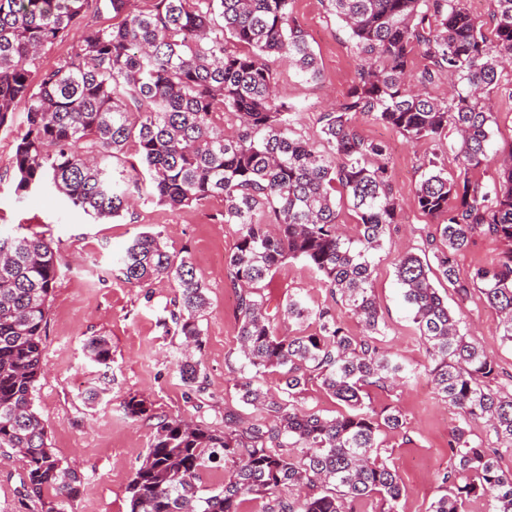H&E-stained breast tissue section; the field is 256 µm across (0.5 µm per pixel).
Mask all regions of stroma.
<instances>
[{"label": "stroma", "instance_id": "obj_1", "mask_svg": "<svg viewBox=\"0 0 512 512\" xmlns=\"http://www.w3.org/2000/svg\"><path fill=\"white\" fill-rule=\"evenodd\" d=\"M293 11L309 35L322 73L320 81L306 80L287 61L273 57L279 100L296 107V130L305 139L320 142V112L342 99L357 67L347 31L328 10L327 0H294ZM496 122L492 150L512 144V75H503L494 94ZM362 134L384 143L394 194L401 203L397 224L391 225L382 247L374 254L375 296L385 324L383 346L417 377L403 387L370 389L376 410L399 409L405 426L381 433V456L395 469L405 493L400 512H428L441 494L439 473L450 464L448 434L461 425L462 416L435 389L425 368L426 347L406 308L396 282L395 263L410 251L429 255L426 241L436 220L424 215L415 202V187L429 159L443 162L449 177L458 174L454 152L447 144L427 139L414 142L390 126L362 118ZM26 129L24 110L13 112L0 128V228L37 232L50 240L62 260V275L51 302L45 338L44 373L35 405L45 420L51 443L60 458L76 461L84 489L73 512H129L127 485L145 455L155 431L150 420L125 417L121 404L132 396L145 397L154 416L183 417L223 428L225 413L245 420L260 417L259 409L240 398L241 365L235 297L224 257L239 234L235 224L221 221L224 202L211 199L205 206L173 210L154 202H135L118 219L96 221L71 209L51 189L25 197L15 192L12 158L18 138ZM142 231L161 233L170 250L186 251L208 287L209 307L202 324L203 382L188 387L178 374L181 339L172 331V281L157 279L140 288L125 283L114 269L132 237ZM512 249L502 239L475 234L455 257L460 278H469L478 266L499 259ZM449 308L462 318L469 341L493 359L496 374L492 389L512 393V346L504 344L499 315L479 290L459 298L454 289L440 285ZM272 302L299 294L316 305L329 296L319 275L303 262L287 260L275 273L268 290ZM112 342V381L94 404L84 402L94 387L97 368L84 355L90 336ZM19 463H0V512H41L40 502L22 485Z\"/></svg>", "mask_w": 512, "mask_h": 512}]
</instances>
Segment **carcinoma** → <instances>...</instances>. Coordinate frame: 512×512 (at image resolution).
Segmentation results:
<instances>
[{
    "instance_id": "carcinoma-1",
    "label": "carcinoma",
    "mask_w": 512,
    "mask_h": 512,
    "mask_svg": "<svg viewBox=\"0 0 512 512\" xmlns=\"http://www.w3.org/2000/svg\"><path fill=\"white\" fill-rule=\"evenodd\" d=\"M148 2L143 9L134 0H0V126L17 105L26 112L12 161L18 195L51 187L95 220L123 216L136 194L172 209L220 197L221 222L239 225L226 266L244 357L240 392L264 415L245 422L228 413L222 430L158 419L128 484L130 512H240L248 496L264 502L263 512H354V504L373 498L385 512H399L403 486L380 456L378 435L403 428V417L377 413L365 396L415 375L380 344L373 289L372 254L398 223L401 204L387 146L364 137L356 119L391 126L409 141L457 135L459 174L450 180L428 161L415 200L438 220L434 269L459 295L480 285L501 314L502 339L512 344V250L467 280L455 267V255L477 232L512 243V145L492 182L474 177L491 161L490 95L512 65V0H494L488 29L468 0H327L358 64L342 100L319 117L325 151L296 134V112L275 94L272 57L310 81L322 78L292 0ZM103 13L121 21L85 23ZM76 30L67 55L39 71L41 56ZM417 55L427 61L418 72ZM441 74L450 87L444 97L430 91ZM338 200L359 217L355 238L340 231ZM262 211L277 233L256 222ZM289 259L319 274L336 304L359 320L362 336L350 335L333 307L293 295L271 305L267 279ZM60 268L42 236L0 234V449L18 457L23 484L43 512H69L83 492L79 471L55 454L35 407ZM434 269L412 253L395 264L432 381L465 422L448 434L452 463L428 512H464L466 501L481 498L488 512H512V471L502 469L497 449L473 443L468 429L484 419L496 442L512 445V394L484 384L495 365L461 332L432 283ZM118 271L139 287L174 281V335L201 350L207 286L190 256L169 251L159 233L140 232ZM281 320L312 330L281 334ZM82 349L107 378L110 341L89 336ZM178 370L188 385L200 384L191 353ZM270 371L280 374L278 394L259 385ZM310 382L337 400V415L296 407ZM122 409L133 420L153 418L135 396ZM221 462L232 466L224 487L202 494V474ZM301 485L311 493H284Z\"/></svg>"
}]
</instances>
